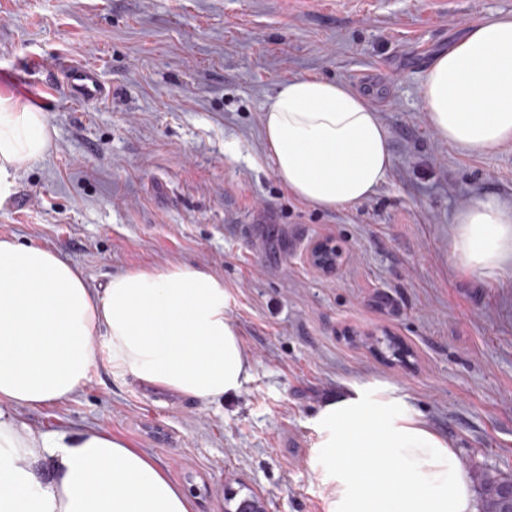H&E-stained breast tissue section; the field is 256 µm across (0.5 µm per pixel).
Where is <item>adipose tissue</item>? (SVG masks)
<instances>
[{
	"mask_svg": "<svg viewBox=\"0 0 512 512\" xmlns=\"http://www.w3.org/2000/svg\"><path fill=\"white\" fill-rule=\"evenodd\" d=\"M419 95L448 144L482 154L512 142V13L488 16L436 55ZM264 139L282 184L324 209L372 196L392 164L375 109L324 78L277 88ZM48 147L45 114L0 98V201L14 172ZM452 222L462 266L491 276L512 264V203L483 198ZM226 305L223 282L200 267L126 271L96 290L56 252L0 238V512H190L163 470L126 442L92 427L35 431L12 409L70 398L98 336L119 373L202 401L235 394L251 362ZM313 424L325 512H479L452 442L388 387L352 385Z\"/></svg>",
	"mask_w": 512,
	"mask_h": 512,
	"instance_id": "1",
	"label": "adipose tissue"
}]
</instances>
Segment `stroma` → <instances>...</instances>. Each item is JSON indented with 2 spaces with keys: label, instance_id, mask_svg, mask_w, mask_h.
Segmentation results:
<instances>
[{
  "label": "stroma",
  "instance_id": "obj_1",
  "mask_svg": "<svg viewBox=\"0 0 512 512\" xmlns=\"http://www.w3.org/2000/svg\"><path fill=\"white\" fill-rule=\"evenodd\" d=\"M512 0H0V97H48L50 149L14 174L0 237L58 252L92 288L189 263L223 280L251 358L229 400H192L112 369L98 350L68 400L17 408L31 429L93 427L152 458L191 512L226 489L265 512H325L311 468L324 400L380 383L448 436L473 486L512 476V266L487 277L451 255L454 213L512 202V142H442L418 88L432 58ZM109 94L76 106L62 65ZM384 79L369 89L357 73ZM306 76L367 98L389 135L385 183L325 210L277 179L263 135L278 86ZM334 239L338 270L310 265ZM342 250L331 238L312 242L308 249L309 264L316 270L332 273L336 271L342 258Z\"/></svg>",
  "mask_w": 512,
  "mask_h": 512
}]
</instances>
